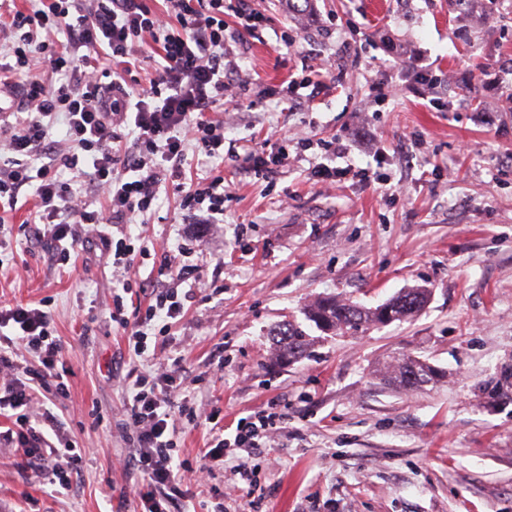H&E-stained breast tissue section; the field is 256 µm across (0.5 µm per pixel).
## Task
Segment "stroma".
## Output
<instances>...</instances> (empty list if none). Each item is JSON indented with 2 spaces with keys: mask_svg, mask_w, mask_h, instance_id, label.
Here are the masks:
<instances>
[{
  "mask_svg": "<svg viewBox=\"0 0 512 512\" xmlns=\"http://www.w3.org/2000/svg\"><path fill=\"white\" fill-rule=\"evenodd\" d=\"M272 27L232 50L248 100L226 101L224 222L208 229L178 206L162 171L154 209L130 231L149 259L113 271L93 244L60 263L34 236L30 205L5 219L0 303L45 304L62 346L65 388L52 410L82 461L69 491L51 496L39 462L0 445V512H143L125 468L136 439L122 426L127 391L148 364L109 318L123 279L127 313L161 288L192 283L195 297L149 343L192 403L215 420L176 423L175 458L209 466L207 486L178 496L175 512H512V400L489 390L512 369V111L503 63L512 61V0H316L298 15L283 0H250ZM288 41H281V34ZM335 59L312 108L279 102L290 77ZM447 76L438 92L408 68ZM301 140L333 135L354 148L337 166L383 182L318 181L319 149L254 175L245 160L267 131ZM429 288L412 320L350 335L310 329V357L282 363L271 329L304 322L314 300L374 308L413 286ZM409 354L439 379L411 391L385 384L384 365ZM275 407L249 493L230 463L207 456L222 430Z\"/></svg>",
  "mask_w": 512,
  "mask_h": 512,
  "instance_id": "obj_1",
  "label": "stroma"
}]
</instances>
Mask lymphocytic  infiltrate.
Here are the masks:
<instances>
[{
	"instance_id": "1",
	"label": "lymphocytic infiltrate",
	"mask_w": 512,
	"mask_h": 512,
	"mask_svg": "<svg viewBox=\"0 0 512 512\" xmlns=\"http://www.w3.org/2000/svg\"><path fill=\"white\" fill-rule=\"evenodd\" d=\"M163 11L147 0H38L17 8L15 0H0V73L27 74L26 115L0 114V212H13L22 195L36 202L35 223L44 227L60 260L66 261L88 237H97L116 266L130 267L135 248L126 238H114L111 225L125 224L153 209L160 190V168L179 174L187 150L212 161L224 156V120L214 105L245 95L249 83L237 78L238 66L228 49L225 12H233L242 29L254 33L270 20L248 0H164ZM153 46L159 60L149 86L133 94L124 76L99 68L98 54L136 64L142 46ZM42 64L52 82L33 76ZM64 122L67 151H60L52 130ZM136 137L124 148L126 127ZM89 163L88 185L105 198L106 207L93 208L73 181L61 180L62 170ZM181 208L196 224L224 221V179L205 178L189 184ZM130 280L112 297L109 317L129 330L130 351L145 357L147 329L155 321L185 314L177 289L157 291L153 303L135 321L124 314L122 295ZM23 347L39 361L20 367L13 354ZM61 345L53 334L49 312L39 307L0 305V411L11 413L13 426L0 432V442L17 444L26 455L50 460L51 485L69 489L82 459L77 448H57L43 427L58 430L51 411L33 417L30 405L38 391L58 379ZM181 389L174 371L137 376L125 404L127 426L139 448L133 457L147 480L141 497L146 512H169L168 493L183 480L175 462V414L197 421L189 402H176ZM278 413L241 418L233 435L219 439L226 460L247 484L254 472L236 461L238 452L260 448Z\"/></svg>"
}]
</instances>
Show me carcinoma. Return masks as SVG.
<instances>
[{
  "label": "carcinoma",
  "instance_id": "1",
  "mask_svg": "<svg viewBox=\"0 0 512 512\" xmlns=\"http://www.w3.org/2000/svg\"><path fill=\"white\" fill-rule=\"evenodd\" d=\"M428 294L426 288H410L374 309L336 297L323 298L307 308L306 318L323 331L353 334L370 324L385 325L414 317L425 305ZM271 336L280 344L282 360H296L310 353L309 336L295 324H280ZM384 377L407 390H415L434 381L436 374L426 363L407 360L390 364Z\"/></svg>",
  "mask_w": 512,
  "mask_h": 512
}]
</instances>
